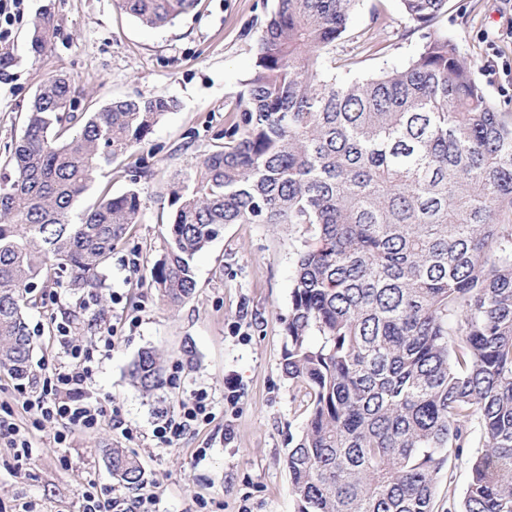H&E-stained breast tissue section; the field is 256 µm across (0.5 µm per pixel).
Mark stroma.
Wrapping results in <instances>:
<instances>
[{"label": "stroma", "mask_w": 512, "mask_h": 512, "mask_svg": "<svg viewBox=\"0 0 512 512\" xmlns=\"http://www.w3.org/2000/svg\"><path fill=\"white\" fill-rule=\"evenodd\" d=\"M277 0H199L196 9L159 28L142 25L116 9L113 0H26L0 55L13 63L0 68V168L19 137L34 93L49 76L76 81V112H92L130 95L174 98L178 107L155 126L147 144L133 150L119 173L98 177L77 203L92 206L102 189L120 193L137 187L147 199L140 224L116 247L104 270L102 299L65 285L36 290L26 311L33 333V367L17 380L0 371V401L17 390L34 392L39 365L54 361L53 320L68 321L76 343H90L98 325L110 323L112 295L123 296L138 324L100 361L93 392L131 427L125 437L112 421L78 433L56 447L54 425L32 431L33 453L18 459L0 444V506L19 512H78L89 488L106 491L117 480L106 453L122 448L155 485L159 512H295L286 465L289 437L307 419L306 405L282 372L287 343L285 319L300 251L314 241L299 224H231L195 261L197 288L181 306H164L140 274L125 261L139 254L143 264L160 258L166 225L161 207L181 176L203 153L223 143L228 109L255 67L256 43ZM50 14L55 35L45 53L32 57L28 41L42 14ZM435 27L467 59L474 77L499 111L512 113V0H447ZM422 44L420 31L400 0H358L347 31L324 57L335 62L337 79L369 78L405 66ZM57 293L50 303L49 293ZM156 349L173 383L154 396L132 387L130 363L141 350ZM236 383V407L224 400L226 381ZM199 390L207 391L213 418L167 449L154 448L151 431L158 415L175 411ZM232 435H225V426Z\"/></svg>", "instance_id": "1"}]
</instances>
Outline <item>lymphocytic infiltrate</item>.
<instances>
[{"mask_svg":"<svg viewBox=\"0 0 512 512\" xmlns=\"http://www.w3.org/2000/svg\"><path fill=\"white\" fill-rule=\"evenodd\" d=\"M137 317L123 315L115 323L100 331L93 343L75 344L68 324L57 323L54 338L62 355L49 365H42L40 389L36 397L19 392L13 403L0 402V438L6 439L17 456H28L32 451L29 425L50 422L56 425V444H64L76 433L96 430L107 416V410L89 394L100 354L111 351L120 339L125 326H136ZM23 410L30 423L22 425L15 419L16 410ZM213 417L211 402L206 392L200 391L179 405L178 411L162 413L152 429V439L157 448L173 446L200 425ZM159 497L154 488L143 489L130 496L111 489L107 494L85 492L81 512H158Z\"/></svg>","mask_w":512,"mask_h":512,"instance_id":"lymphocytic-infiltrate-1","label":"lymphocytic infiltrate"}]
</instances>
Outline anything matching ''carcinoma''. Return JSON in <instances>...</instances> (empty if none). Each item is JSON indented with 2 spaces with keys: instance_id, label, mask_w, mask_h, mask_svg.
<instances>
[{
  "instance_id": "obj_1",
  "label": "carcinoma",
  "mask_w": 512,
  "mask_h": 512,
  "mask_svg": "<svg viewBox=\"0 0 512 512\" xmlns=\"http://www.w3.org/2000/svg\"><path fill=\"white\" fill-rule=\"evenodd\" d=\"M196 2L114 0L148 27ZM401 2L423 31L418 54L347 82L321 53L356 0H279L224 144L170 193L149 282L177 307L224 225L306 226L318 246L296 259L283 358L308 409L287 457L296 512H433L437 475L465 455L470 481L460 499L448 491L446 512H512V114L434 29L447 0ZM53 34L45 14L33 56ZM74 96L65 74L38 87L8 157L14 176L0 178V371L18 380L38 283L61 272L98 295L112 251L142 223L136 188L77 213L79 198L176 107L138 96L78 114ZM128 377L146 395L163 389L162 358L142 351ZM108 465L142 488L124 449Z\"/></svg>"
}]
</instances>
